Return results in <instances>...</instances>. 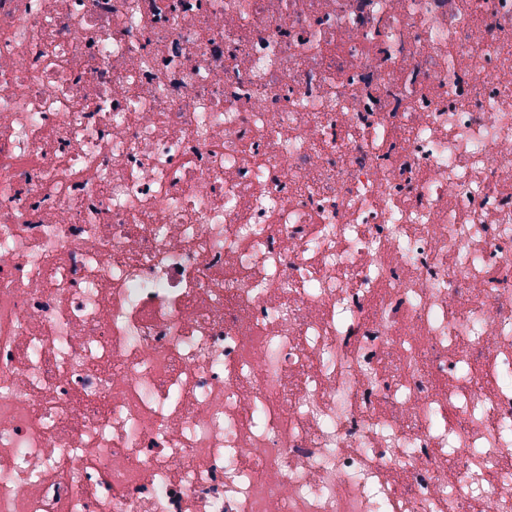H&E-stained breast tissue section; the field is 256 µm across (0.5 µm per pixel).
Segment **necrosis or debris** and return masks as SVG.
I'll return each instance as SVG.
<instances>
[{
  "mask_svg": "<svg viewBox=\"0 0 512 512\" xmlns=\"http://www.w3.org/2000/svg\"><path fill=\"white\" fill-rule=\"evenodd\" d=\"M0 512H512V0H0Z\"/></svg>",
  "mask_w": 512,
  "mask_h": 512,
  "instance_id": "obj_1",
  "label": "necrosis or debris"
}]
</instances>
